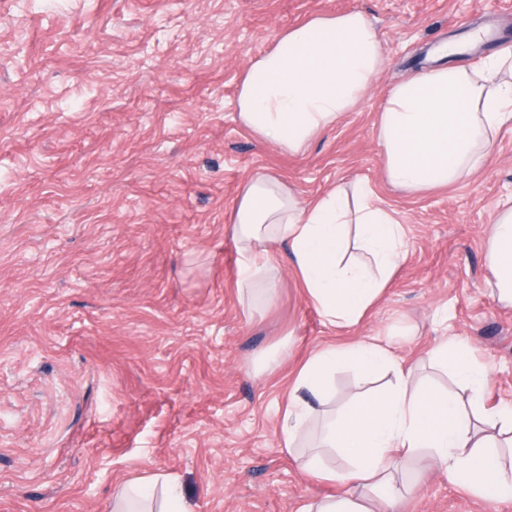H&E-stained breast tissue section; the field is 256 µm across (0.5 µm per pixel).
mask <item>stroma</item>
Here are the masks:
<instances>
[{
	"label": "stroma",
	"mask_w": 512,
	"mask_h": 512,
	"mask_svg": "<svg viewBox=\"0 0 512 512\" xmlns=\"http://www.w3.org/2000/svg\"><path fill=\"white\" fill-rule=\"evenodd\" d=\"M349 11L385 57L366 97L297 154L247 133L251 62L278 32ZM489 26L497 39L456 56L467 68L512 46L491 0H0V512H110L117 486L156 474L196 512L335 494L281 446L293 375L331 344L389 343L466 401L428 359L449 333L490 370L481 406L512 407V307L491 298L483 249L512 193V125L478 173L417 196L388 184L374 138L394 86ZM259 171L304 199L368 183L405 225L406 259L359 325L330 329L281 260L272 300L242 304L232 213ZM397 482L396 512H512L423 455Z\"/></svg>",
	"instance_id": "35a3bbf8"
}]
</instances>
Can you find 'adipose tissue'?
Here are the masks:
<instances>
[{
	"mask_svg": "<svg viewBox=\"0 0 512 512\" xmlns=\"http://www.w3.org/2000/svg\"><path fill=\"white\" fill-rule=\"evenodd\" d=\"M383 64L381 42L359 12L315 15L278 33L265 55L244 73L237 97L242 127L299 153L333 127L367 93ZM512 124V51L480 66L442 65L411 75L388 94L375 136L383 148L388 182L408 193L445 187L483 167L501 129ZM233 231L242 257L241 290L267 281L273 251L285 250L308 303L334 327L359 324L382 299L406 258L405 228L357 182L312 201L299 199L277 175L260 172L239 192ZM366 259H348L350 247ZM498 302L512 305V195L500 205L484 241ZM433 364L453 367L473 390L489 382L471 349L448 341L429 352ZM340 367L393 372L387 390L360 394L326 421L318 448L303 469L335 482L336 495L301 512H386L394 498L399 459L428 453L449 479L481 499L512 495V407L471 413L449 393L423 387L391 350L374 341L331 345L297 370L283 418L292 446L319 412L329 376ZM158 506L143 504L133 485L117 488L112 512H194L169 477Z\"/></svg>",
	"mask_w": 512,
	"mask_h": 512,
	"instance_id": "obj_1",
	"label": "adipose tissue"
}]
</instances>
